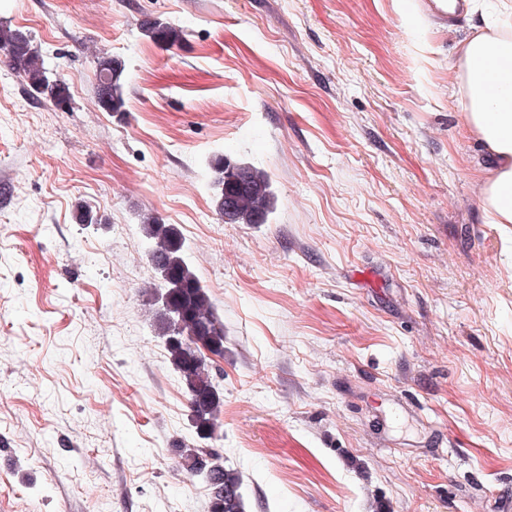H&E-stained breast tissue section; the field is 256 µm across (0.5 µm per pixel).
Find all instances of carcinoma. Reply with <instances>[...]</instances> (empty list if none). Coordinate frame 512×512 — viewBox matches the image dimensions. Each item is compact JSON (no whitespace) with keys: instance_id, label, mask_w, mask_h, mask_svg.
Listing matches in <instances>:
<instances>
[{"instance_id":"carcinoma-1","label":"carcinoma","mask_w":512,"mask_h":512,"mask_svg":"<svg viewBox=\"0 0 512 512\" xmlns=\"http://www.w3.org/2000/svg\"><path fill=\"white\" fill-rule=\"evenodd\" d=\"M143 31L169 46L179 44L184 35L183 29L158 21L145 23ZM0 48L8 51L13 70L34 93L57 108L69 107L66 83L49 78L43 56L27 32L1 29ZM123 72L122 63L110 57L99 60L96 97L106 112H120L125 105ZM210 168L215 209L224 223H264L274 200L267 172L229 154L215 158ZM140 224L150 261L164 288L157 335L165 340L169 363L190 396L193 427L199 438L209 439L216 431L224 400L207 353L224 355V323L216 315L208 291L186 262L175 226L152 212L144 213ZM180 459L181 465L208 487L209 512H245L242 474L225 465L217 449L182 448Z\"/></svg>"}]
</instances>
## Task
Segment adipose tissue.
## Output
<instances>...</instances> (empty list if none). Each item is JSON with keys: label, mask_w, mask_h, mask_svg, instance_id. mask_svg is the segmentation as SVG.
<instances>
[{"label": "adipose tissue", "mask_w": 512, "mask_h": 512, "mask_svg": "<svg viewBox=\"0 0 512 512\" xmlns=\"http://www.w3.org/2000/svg\"><path fill=\"white\" fill-rule=\"evenodd\" d=\"M459 69L465 124L491 159L480 183L483 220L512 224V29L467 38Z\"/></svg>", "instance_id": "1"}]
</instances>
